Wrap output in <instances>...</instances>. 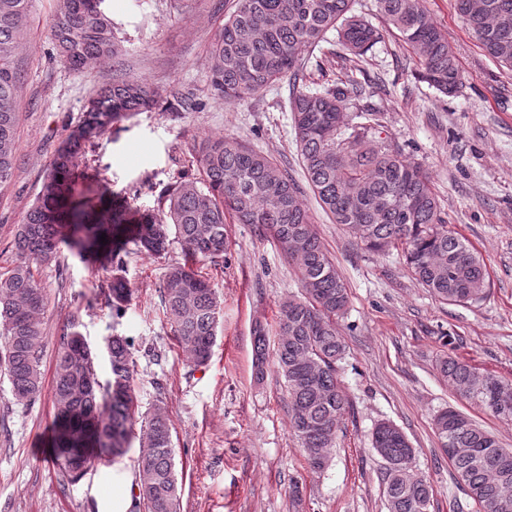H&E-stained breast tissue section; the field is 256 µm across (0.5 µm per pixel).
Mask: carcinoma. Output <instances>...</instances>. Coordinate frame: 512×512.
<instances>
[{"label":"carcinoma","mask_w":512,"mask_h":512,"mask_svg":"<svg viewBox=\"0 0 512 512\" xmlns=\"http://www.w3.org/2000/svg\"><path fill=\"white\" fill-rule=\"evenodd\" d=\"M94 0H52L48 37L64 63L74 69L112 62L122 51L112 19ZM387 24L410 48L416 77L444 95L463 87V74L447 36L419 0H377ZM353 0H237L211 45L210 81L220 98L241 100L299 70V51L338 29L344 49L359 62L381 42V33L352 13ZM31 0H0V189L13 175L17 151V60L27 42ZM455 9L485 53L512 69V0H455ZM356 84L339 78L322 91L292 85L289 97L295 142L303 170L322 209L351 229L372 251H402L415 279L435 297L456 304L481 301L487 287L484 261L465 238L448 231L429 173L386 141L369 133L378 124L343 121ZM79 133L68 134L49 160L36 203L17 225L12 248L18 260L0 271V373L7 375L17 403L41 396V353L47 307L34 267L54 260L67 247L110 274L105 304L120 314L133 290L118 275L126 242L154 256L178 243L185 262L168 267L160 291L171 325L187 359L208 363L215 344L221 301L209 279L193 265L224 258L227 217L268 233L297 269L301 293L281 303L275 365L288 391L291 428L313 470L329 458L348 408L336 363L344 352L336 318L349 294L335 263L313 228L301 191L268 156L235 138H205L198 161L203 178L172 187L166 206L140 210L119 193L95 211L71 196L76 158L112 126L151 109L155 94L143 81L116 77L89 99ZM106 242H100L101 235ZM71 316L60 337L53 380L55 434L52 460L70 481L100 463L125 455L134 438L141 453L132 492L135 512H179L171 424L160 399L134 432L133 341H106L111 378L95 377L94 356ZM268 337H253L256 373L263 374ZM440 375L463 398L504 419L493 394L511 389L512 379L482 372L467 362L442 359ZM437 437L457 481L477 512H512L499 505L512 487V448H503L471 418L453 408L434 418ZM372 448L386 460L383 475L387 512H428L432 488L410 473L414 448L390 422L378 424Z\"/></svg>","instance_id":"obj_1"}]
</instances>
